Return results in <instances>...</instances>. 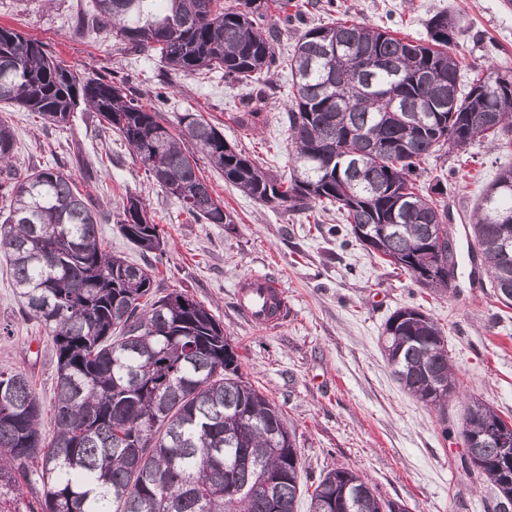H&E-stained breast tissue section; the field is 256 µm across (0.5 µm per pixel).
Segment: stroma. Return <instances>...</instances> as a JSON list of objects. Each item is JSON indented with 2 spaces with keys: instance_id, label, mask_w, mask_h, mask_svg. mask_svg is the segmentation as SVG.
Listing matches in <instances>:
<instances>
[{
  "instance_id": "stroma-1",
  "label": "stroma",
  "mask_w": 512,
  "mask_h": 512,
  "mask_svg": "<svg viewBox=\"0 0 512 512\" xmlns=\"http://www.w3.org/2000/svg\"><path fill=\"white\" fill-rule=\"evenodd\" d=\"M439 12L456 23L452 50L462 70L512 68V5L507 0H273L264 27L281 32L279 61L258 75L263 98L226 82L222 73L182 76L156 57L120 50L105 30L86 27L93 0H0V27L39 41L68 68L123 84L163 122L199 112L227 142L257 164L288 176L292 148L284 122L288 97L285 61L305 30L354 20L426 39V23ZM257 111L241 125L245 109ZM0 117L15 132L13 164L31 173L60 164L89 191L104 219L99 235L107 249L130 263L155 267L159 294L181 291L208 306L223 325L247 381L280 408L296 436L303 492L320 476L348 468L381 497L409 512H492L483 476L462 467L461 434L470 397L512 418V308L494 295L470 224L486 186L512 168V145L474 141L443 149L420 165L418 185L441 184L448 229L458 262L448 292L422 287L409 273L373 256L334 209L312 219L301 211L253 200L225 183L199 148L191 153L213 193L235 219L203 224L147 180L126 143L106 130L98 113L78 106L68 124L43 123L36 114L4 103ZM143 199L164 230L162 259L145 254L118 231L127 195ZM278 278L288 301L280 327L254 326L237 301L245 276ZM417 307L443 329L459 388L446 415L404 391L382 349L385 321L397 308ZM0 367L27 374L44 409L53 405L56 356L45 330L23 316L10 272L0 265Z\"/></svg>"
}]
</instances>
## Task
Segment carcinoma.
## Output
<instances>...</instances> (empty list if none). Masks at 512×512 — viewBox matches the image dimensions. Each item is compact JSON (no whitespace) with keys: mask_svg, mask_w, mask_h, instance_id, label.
<instances>
[{"mask_svg":"<svg viewBox=\"0 0 512 512\" xmlns=\"http://www.w3.org/2000/svg\"><path fill=\"white\" fill-rule=\"evenodd\" d=\"M91 25L124 50L160 55L176 73L222 70L244 86L275 65L279 31L261 29L264 0H94ZM455 23L428 21L426 43L362 22L312 27L288 54V137L294 167L277 178L197 112L172 133L125 87L85 78L43 45L0 28V101L50 125L79 103L98 112L145 173L204 224H232L183 149L199 147L224 181L266 204L334 206L354 238L417 282L450 288L448 205L439 184L416 186L420 162L446 146L512 133V72L488 68L460 95ZM12 127L0 120V190L11 197L0 254L23 313L44 325L56 355L54 430L30 378L0 369V506L34 491L39 510L14 512H298L301 467L282 412L239 371L224 327L183 292L156 296L154 269L101 247V216L60 166L22 177ZM144 253L164 254L146 204L128 195L117 221ZM472 232L491 287L512 306V168L476 208ZM383 349L398 382L445 415L456 389L442 329L396 309ZM512 424L478 398L466 406L462 465L485 476L495 512H512ZM309 512H409L357 473L328 471Z\"/></svg>","mask_w":512,"mask_h":512,"instance_id":"carcinoma-1","label":"carcinoma"}]
</instances>
